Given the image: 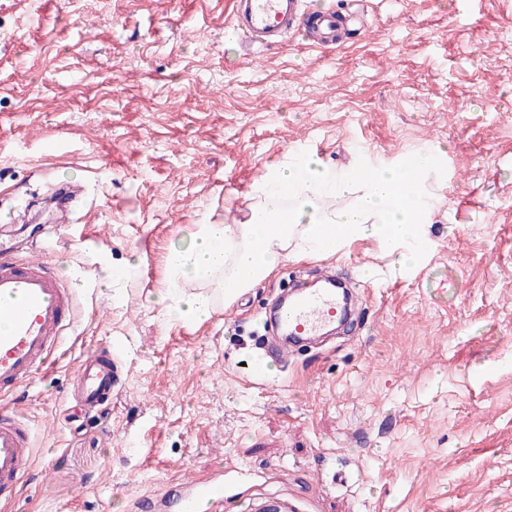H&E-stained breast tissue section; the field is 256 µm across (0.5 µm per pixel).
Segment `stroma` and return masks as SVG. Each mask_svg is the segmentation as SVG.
I'll list each match as a JSON object with an SVG mask.
<instances>
[{
    "label": "stroma",
    "instance_id": "1",
    "mask_svg": "<svg viewBox=\"0 0 512 512\" xmlns=\"http://www.w3.org/2000/svg\"><path fill=\"white\" fill-rule=\"evenodd\" d=\"M367 17L315 48L251 59L229 0H0V242L43 241L77 284L56 361L0 399L33 431L6 512H127L178 477L235 468L224 512H512V0H308ZM433 149L445 166L421 265L374 239L283 262L204 322L156 296L194 225L234 221L266 169H343ZM357 278L360 317L272 366L259 320L292 276ZM123 387L94 415L72 395L88 350Z\"/></svg>",
    "mask_w": 512,
    "mask_h": 512
}]
</instances>
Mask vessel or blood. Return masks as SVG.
Returning <instances> with one entry per match:
<instances>
[{
    "instance_id": "vessel-or-blood-1",
    "label": "vessel or blood",
    "mask_w": 512,
    "mask_h": 512,
    "mask_svg": "<svg viewBox=\"0 0 512 512\" xmlns=\"http://www.w3.org/2000/svg\"><path fill=\"white\" fill-rule=\"evenodd\" d=\"M344 18L335 10L313 12L306 0H232L231 28L245 52L283 43L289 35L312 30L318 47L343 45ZM76 283L61 277L43 259L0 257V396L48 369L66 330L74 324ZM347 311L336 277L323 271L310 282L294 280L289 296L273 307L277 334L265 344L276 357L288 346L317 336L341 321ZM76 384L87 410H96L121 383L109 352L93 350L77 367ZM32 431L0 410V503L9 504L32 456ZM228 499L224 480H183L163 487L154 497V512H223Z\"/></svg>"
}]
</instances>
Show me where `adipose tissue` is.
<instances>
[{
	"label": "adipose tissue",
	"mask_w": 512,
	"mask_h": 512,
	"mask_svg": "<svg viewBox=\"0 0 512 512\" xmlns=\"http://www.w3.org/2000/svg\"><path fill=\"white\" fill-rule=\"evenodd\" d=\"M435 158L423 152L412 165L376 167L365 178L313 157L267 169L241 220L196 225L189 246L169 252L159 302L179 318L204 321L216 297L233 304L288 258L328 255L357 238H375L399 266H417L429 221L424 177ZM188 281L200 291H183Z\"/></svg>",
	"instance_id": "obj_1"
}]
</instances>
